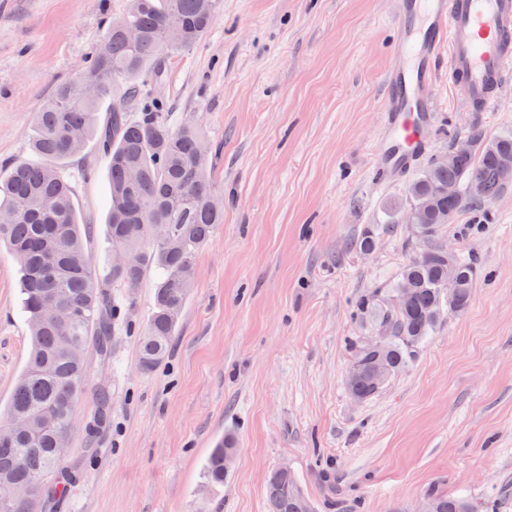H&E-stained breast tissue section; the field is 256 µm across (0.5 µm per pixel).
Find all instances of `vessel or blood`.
Returning a JSON list of instances; mask_svg holds the SVG:
<instances>
[{"mask_svg": "<svg viewBox=\"0 0 512 512\" xmlns=\"http://www.w3.org/2000/svg\"><path fill=\"white\" fill-rule=\"evenodd\" d=\"M394 29L382 126L396 170L434 119L439 68L472 111H493L512 70V0H397Z\"/></svg>", "mask_w": 512, "mask_h": 512, "instance_id": "obj_1", "label": "vessel or blood"}]
</instances>
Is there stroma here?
<instances>
[{
    "label": "stroma",
    "mask_w": 512,
    "mask_h": 512,
    "mask_svg": "<svg viewBox=\"0 0 512 512\" xmlns=\"http://www.w3.org/2000/svg\"><path fill=\"white\" fill-rule=\"evenodd\" d=\"M130 0H0V162L36 161L34 113L79 73ZM396 0H222L210 31L164 57L147 90L173 123L194 121L213 156L224 222L195 262L196 286L168 360L138 366L131 327L157 278L113 288L112 355L91 358L109 398L92 427L82 402L71 479L45 512H268L281 464L318 512H415L428 487L512 512V190L463 211L439 240L469 255L477 279L418 358L355 401L350 343L372 336L355 301L390 288L416 250L407 178L379 179L381 109ZM425 159L475 128L512 134V74L493 111L436 84ZM97 271L112 260L108 167L96 145L63 164ZM374 246L360 250L364 230ZM18 266L0 250V402L29 348ZM238 448L224 484L202 490L215 442Z\"/></svg>",
    "instance_id": "1"
}]
</instances>
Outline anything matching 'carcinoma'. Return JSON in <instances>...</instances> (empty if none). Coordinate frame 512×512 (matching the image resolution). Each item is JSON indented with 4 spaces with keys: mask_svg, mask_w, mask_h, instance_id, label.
Instances as JSON below:
<instances>
[{
    "mask_svg": "<svg viewBox=\"0 0 512 512\" xmlns=\"http://www.w3.org/2000/svg\"><path fill=\"white\" fill-rule=\"evenodd\" d=\"M220 0H130L128 11L112 19L88 65L55 88L36 112L33 150L40 163L0 165V244L9 245L21 273L22 308L31 347L6 413L0 415V485L13 495L0 499V512H34L38 502L61 498L63 461L82 398L92 393L87 355L112 353L117 309L109 285L136 288L150 270L158 272L149 317L137 327L138 366L152 372L165 363L186 302L195 284V259L210 244L224 207L208 204L214 186L205 136L191 122L173 125L164 101L148 94L131 114L114 104L110 120L99 124L102 101L114 85L124 96L140 93L160 60L190 47L211 28ZM97 140L110 179V244L134 254L125 268L92 267L87 239L73 191L61 166ZM470 154L456 163L428 162L409 181L410 207L430 200L431 209L414 225L423 248L401 267L395 287L365 295L358 314L372 320L380 344L352 342L354 360L368 366L381 359L397 373L414 362L422 343L443 316L463 312L476 280L472 260L455 256L456 278L448 282V248L438 242L441 215L455 216L494 201L512 182L502 178L498 156L512 152V135L492 140L472 130ZM483 192L471 191L473 182ZM452 184L457 196L437 188ZM413 290L400 303L405 283ZM232 438L223 439L204 463L206 486L224 484L225 458L236 454ZM425 497L434 512H474L460 496L433 489ZM269 512H313L290 470L276 468L266 485Z\"/></svg>",
    "mask_w": 512,
    "mask_h": 512,
    "instance_id": "1",
    "label": "carcinoma"
}]
</instances>
